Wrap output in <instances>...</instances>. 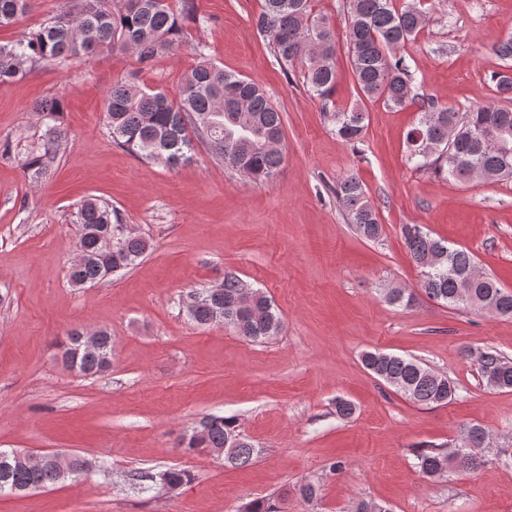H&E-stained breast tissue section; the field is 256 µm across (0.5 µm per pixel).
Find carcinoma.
Returning <instances> with one entry per match:
<instances>
[{
    "label": "carcinoma",
    "mask_w": 512,
    "mask_h": 512,
    "mask_svg": "<svg viewBox=\"0 0 512 512\" xmlns=\"http://www.w3.org/2000/svg\"><path fill=\"white\" fill-rule=\"evenodd\" d=\"M70 5L49 17L30 37L0 44V84L23 79L30 67L76 60L101 53L133 52L144 66L158 56L181 49L175 39L179 18L168 0H69ZM34 0H0V26L13 23L32 11ZM426 23V13L416 3L397 6L395 0H349L347 43L358 94L381 101L390 108L420 105L422 116L406 136L410 160L460 183L476 178L512 177V108L489 103L469 112L449 106L420 104L403 56L399 55ZM258 31L269 36L281 61L306 66L310 90L321 99L336 84L335 30L329 18L313 14L310 0H263L255 20ZM499 95L512 92V67L491 77ZM34 111L46 130L36 152L19 159L31 181L49 179L68 140L62 125L61 105L55 100L36 104ZM103 115L112 142L149 160L175 166L188 160L194 142L204 144L224 166L262 181L272 177L283 161L284 127L266 93L252 80L228 72L208 61L199 62L186 76L178 93L151 90L136 78L112 84L104 99ZM336 137L358 142L365 130L366 112L359 106L332 113ZM349 223L361 237L376 241L383 234L375 208L366 199L361 182L349 175L336 187ZM79 258L70 264L68 279L76 287L107 283L129 269L146 253L142 237L122 231L112 204L95 196L77 203ZM411 259L420 269V288L430 298L452 308L481 310L486 305L496 317L512 318V292L482 274L472 253L455 248L431 235L419 224L401 228ZM386 300L408 308L415 294L391 288ZM186 310L199 326L223 324L237 335L265 342L282 328L277 307L265 295L235 276L224 277L219 288L192 291ZM84 332L74 328L62 345L63 366L85 377H96L112 366V334L95 332L93 347L83 346ZM478 368L487 386L512 390V361L489 348L478 352ZM362 365L396 392L420 405H442L456 396L457 387L447 376L418 361L380 351H366ZM204 436L194 445L177 444L184 452L209 448L224 452V465H249L258 450L237 428L236 421L212 415L200 420ZM239 438L225 448L229 438ZM484 428H465L453 449L431 445L416 454V466L426 477H441L450 470L471 471L484 460L474 452L488 444ZM99 461L78 454L60 462L55 454L42 455L37 463L0 450V496L23 495L88 474ZM163 476L171 491L191 480L189 473L168 468ZM240 512H285L272 498H255Z\"/></svg>",
    "instance_id": "carcinoma-1"
}]
</instances>
